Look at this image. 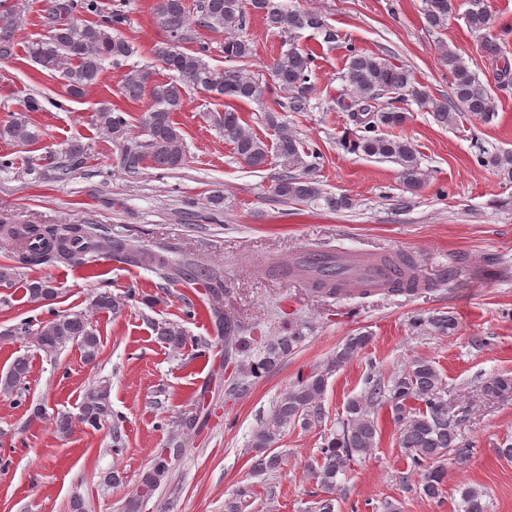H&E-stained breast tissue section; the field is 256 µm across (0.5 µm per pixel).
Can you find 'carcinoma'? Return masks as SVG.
Listing matches in <instances>:
<instances>
[{"label":"carcinoma","mask_w":512,"mask_h":512,"mask_svg":"<svg viewBox=\"0 0 512 512\" xmlns=\"http://www.w3.org/2000/svg\"><path fill=\"white\" fill-rule=\"evenodd\" d=\"M464 20L470 31L483 34L494 24L492 14L484 0H467ZM87 4L84 0H50L46 8L48 39L32 42L27 46L28 56L34 63L60 72L70 95L78 97L95 85L106 65L119 67L134 49L118 34L122 17L118 14L101 21L80 22L74 14L81 13ZM455 9V0H427L426 24L440 29ZM262 16L266 24L288 35L279 54L271 65V81L281 99L279 108L288 112H306L309 108V81L315 66L313 53L296 44L298 32L313 29L323 36V41L333 43L338 34L329 27L322 16L311 10L286 9L275 0H198L197 18L190 19L185 0H159L157 16L166 33V40L157 49V56L170 76L164 82L151 80L146 70L132 69L124 75V92L130 100L149 98L143 119L145 140L125 153L128 169L136 171L149 163L158 169H176L185 159L183 136L173 120L181 110L186 90L201 89L224 99V110L211 114L213 126L233 146L234 153L247 166L263 168L270 156L279 159L282 173L272 185V193L286 201L307 204H324L332 210L351 206L345 196L328 194L311 178L294 174L305 170L309 164L300 152V142L273 111L267 113V123L275 131V142L268 145L256 137L244 125L239 103L264 98L268 85L246 69L243 63L253 55L250 40L243 35L246 13ZM20 20L17 0H0V60L15 54V31ZM195 24L211 30H224V59L235 66L215 70L203 60L205 49L189 53L184 43L190 40L189 26ZM485 57L495 66L498 83L512 84V60L502 54L497 42L485 40L481 45ZM440 63L448 69L451 95L443 100L435 99L416 86L412 72L397 66L375 54L349 47L344 79L349 86L348 97L339 102L342 111L349 113L356 127L352 139L345 147L362 152L369 157L393 161L401 166L402 183L406 191L420 190L427 180L416 150L409 141L389 138L379 134L382 127L402 125L406 119L403 108L396 103L411 99L420 109L432 114L436 122L448 126L456 123L459 115L467 113L482 123L491 122L497 114V101L487 87L470 69L463 57L443 43L438 47ZM39 108L35 99L27 102L24 110L0 122V140L16 144H28L38 137L30 128L26 116ZM95 125L114 140L127 134V120L121 110L103 106L95 114ZM67 164H59L47 157L44 174L52 180H64L74 166L85 158L87 147L80 142L68 145ZM478 161L494 169L505 181H512V151L487 154L479 151ZM17 244L13 265H0V284H12L18 269L24 266L62 262L86 266L98 260L102 253L111 255L119 263H136L148 266L166 281L177 279H201L206 295L218 298L224 293L220 275L208 270L198 271L189 264L175 262L166 256L139 249L130 239L110 238L98 232L94 224H12L0 226ZM373 264L390 266L399 270L400 280L389 288H373L359 279L358 294L369 296L378 293L415 292L421 288L415 275L413 258L404 253L372 256ZM349 260L345 255L323 251L318 259L293 258L286 266L274 265L270 271L282 278L304 280L310 290L320 296L332 297L346 287L339 282L345 274ZM29 298L42 305H50L58 299L59 292L48 279L30 280L25 283ZM98 310L112 311L119 302L109 290L98 291L92 299ZM218 332L224 336V354L236 364L242 375L235 390L244 391L245 379H258L288 355L294 353L306 340L305 325L291 324L288 334L270 341L263 337L248 338L242 327L224 316L223 311L212 308ZM439 333L455 328L454 318L441 314L427 320L416 318L412 327L424 325ZM37 346L46 356H55L67 343L77 344L84 359L93 361L99 352L100 338L97 329L81 312L54 314L34 332ZM158 336L172 347L185 344L183 329L171 323L158 328ZM371 337L358 333L346 339L336 355L322 369L298 371L285 391L277 398L269 421L259 428L251 440L255 452L252 469L259 474H271L281 468V458L269 453L283 430L293 426L311 428L322 422V402L331 372L357 358L367 347ZM30 361L25 355L15 357L5 375L0 376V394L11 395L23 384L29 373ZM488 394L512 391V378L495 376L484 384ZM445 383L436 366L426 359H415L384 381L377 373L370 372L364 378L363 394L348 400L345 417L339 421L333 435L320 448L316 465L309 468L325 497L317 501L316 512H335L332 494L345 474V467L356 459L369 456L377 445L379 434L375 411L385 408L398 427V444L410 459V472L420 474L418 490L429 498L442 492L447 476L444 468L435 462L447 455L457 462L468 460L472 448L460 438V419L448 405ZM80 416L84 425L98 428L113 416L108 389L102 385L89 388L83 395ZM168 473V461L159 455L151 468L140 478L136 493L126 499L123 512H142L145 504L154 496ZM463 512H488L485 492L478 487H461Z\"/></svg>","instance_id":"carcinoma-1"}]
</instances>
